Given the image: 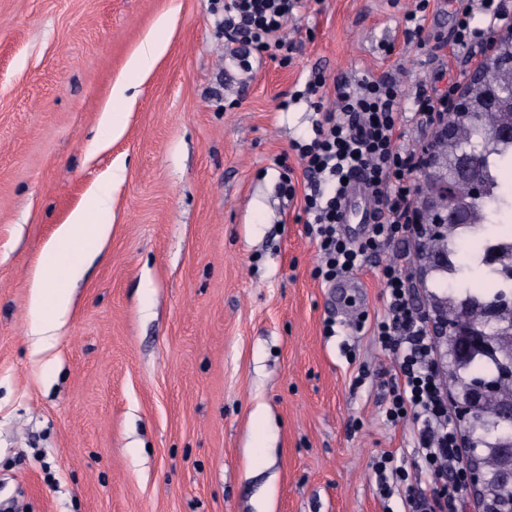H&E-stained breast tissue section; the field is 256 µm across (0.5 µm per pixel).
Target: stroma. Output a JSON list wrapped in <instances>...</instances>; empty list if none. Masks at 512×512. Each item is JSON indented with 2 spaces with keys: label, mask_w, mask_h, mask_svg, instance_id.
<instances>
[{
  "label": "stroma",
  "mask_w": 512,
  "mask_h": 512,
  "mask_svg": "<svg viewBox=\"0 0 512 512\" xmlns=\"http://www.w3.org/2000/svg\"><path fill=\"white\" fill-rule=\"evenodd\" d=\"M410 0H301L289 65L225 54L224 0H0V500L13 512H403L372 463L413 427L384 417L394 360L364 327L392 246L355 289L316 278L291 142L314 73L392 72L409 110L450 39L405 33ZM166 50L145 75L146 37ZM128 83L98 128L111 85ZM119 167L112 233L83 261L54 346L32 353L33 276L89 190ZM362 384H355L359 371ZM165 49L166 46L161 41L153 37L146 38L129 61V69L139 74L149 73L163 55Z\"/></svg>",
  "instance_id": "1"
}]
</instances>
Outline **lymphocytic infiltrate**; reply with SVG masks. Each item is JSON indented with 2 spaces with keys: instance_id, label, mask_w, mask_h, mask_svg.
<instances>
[{
  "instance_id": "obj_1",
  "label": "lymphocytic infiltrate",
  "mask_w": 512,
  "mask_h": 512,
  "mask_svg": "<svg viewBox=\"0 0 512 512\" xmlns=\"http://www.w3.org/2000/svg\"><path fill=\"white\" fill-rule=\"evenodd\" d=\"M456 28L450 41L455 53L485 46L502 24L496 0H454ZM299 0H224V39L229 54L246 62L250 51L272 53L291 61L295 45L283 35ZM456 90L419 84L411 112H402V89L393 74L358 80L328 81L315 73L303 91L320 115L308 140L293 142L303 164L302 211L306 230L319 248L316 271L323 282L360 270L373 256L412 233L417 188L413 175L419 151L398 146L408 123L426 129L442 120ZM334 106L321 111L325 96ZM361 180L374 215L368 234L351 240L340 231L352 180ZM407 255L386 263L381 271L386 296L382 312L373 317L372 334L394 357L387 388L385 418L393 424L411 422L414 456L421 461L431 486L430 497L416 495L415 473L398 465L397 455L382 452L373 469L383 493L404 490V512H462L467 486L462 450L448 413L434 341L411 298Z\"/></svg>"
}]
</instances>
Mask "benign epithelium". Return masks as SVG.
Instances as JSON below:
<instances>
[{
    "mask_svg": "<svg viewBox=\"0 0 512 512\" xmlns=\"http://www.w3.org/2000/svg\"><path fill=\"white\" fill-rule=\"evenodd\" d=\"M506 69H512V25L500 28L484 54L469 63L446 117L432 128L431 139L422 152L419 201L411 226L422 260L418 269L421 280L427 274L425 243L445 233L451 224L471 223L475 206L483 198V157L475 148L456 142V128L461 123L478 124L481 113L495 106L506 104L512 111V83L497 80L498 73ZM485 140L512 142V117L485 134ZM462 182L467 185L464 194L459 191ZM425 318L431 335L448 340V358L456 364L466 363L476 353L490 354L497 337L512 336V317H502L497 305L484 307L471 326L434 308L426 310ZM494 393L495 385L489 382L448 386L454 405V427L463 447L468 449L463 463L469 474V497L477 504L478 512H506L487 499V489L497 473L483 465L485 449L467 430L484 401Z\"/></svg>",
    "mask_w": 512,
    "mask_h": 512,
    "instance_id": "obj_1",
    "label": "benign epithelium"
}]
</instances>
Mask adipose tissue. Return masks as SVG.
Segmentation results:
<instances>
[{
  "mask_svg": "<svg viewBox=\"0 0 512 512\" xmlns=\"http://www.w3.org/2000/svg\"><path fill=\"white\" fill-rule=\"evenodd\" d=\"M117 172H109L101 184L91 189L89 202L75 207L58 229L59 247L33 281L28 306L26 334L33 353L49 348L71 311L68 288L78 266L72 257L86 251L88 243L106 241L112 231V184Z\"/></svg>",
  "mask_w": 512,
  "mask_h": 512,
  "instance_id": "obj_1",
  "label": "adipose tissue"
}]
</instances>
